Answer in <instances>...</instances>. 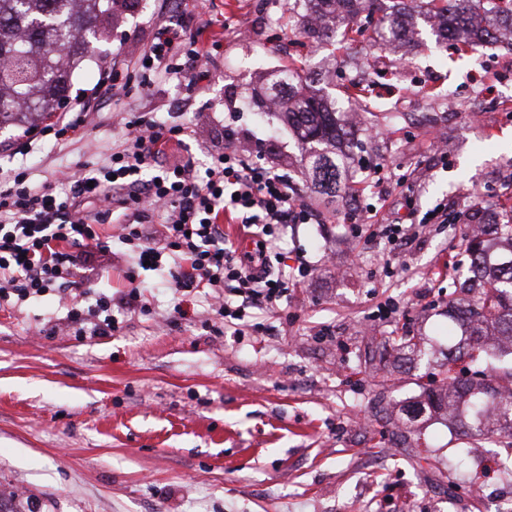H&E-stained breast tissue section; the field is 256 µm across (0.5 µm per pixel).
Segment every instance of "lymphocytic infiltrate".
<instances>
[{"label": "lymphocytic infiltrate", "mask_w": 512, "mask_h": 512, "mask_svg": "<svg viewBox=\"0 0 512 512\" xmlns=\"http://www.w3.org/2000/svg\"><path fill=\"white\" fill-rule=\"evenodd\" d=\"M197 37L176 24L160 26L135 55L141 89L156 81L210 80L199 61L208 56ZM198 128L140 116L128 121L107 163L83 167L68 176L69 191L34 184L28 170L0 168V301L25 298L50 288L79 291L84 307H71L77 335L110 336L122 328L114 309H140L137 290L119 298L87 286V251L106 249L100 225L115 221L135 265L166 272L176 290H203L219 305L225 323L244 320L247 308H269L311 274L299 262L292 276L271 275L272 250L291 224L311 223L315 210L300 200L287 177L249 160L233 144L203 162L187 158L172 164V147L200 140ZM92 200L101 208L84 211ZM256 227L255 251L242 253L224 232L225 215ZM160 225L152 234V225ZM240 305H233L232 297Z\"/></svg>", "instance_id": "1"}]
</instances>
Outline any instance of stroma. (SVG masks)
<instances>
[{"label":"stroma","instance_id":"35a3bbf8","mask_svg":"<svg viewBox=\"0 0 512 512\" xmlns=\"http://www.w3.org/2000/svg\"><path fill=\"white\" fill-rule=\"evenodd\" d=\"M113 7L99 52L120 72L152 41L161 3ZM181 14L186 33L212 45L209 84L162 80L102 97L80 138L2 131L0 164L57 188L63 173L105 163L134 113L202 127L190 147L201 161L234 130L238 150L285 174L320 214L280 242L314 272L277 307L249 310L255 329L237 336L204 294L152 271L128 281L118 228L102 225L113 241L88 259L95 291L138 288L147 309L124 314L114 335L79 336L59 291L0 305V484L45 512H477L512 497L494 466H482L477 490L449 470L477 438L441 419L399 421L420 375L436 388L446 376L448 295L461 283L450 264L469 231L461 214L491 223L512 206V54L443 49L426 31L383 49L363 15L367 38L321 45L299 33L294 0H188ZM294 60L339 88L376 86L371 109L355 108V195L335 211L312 191L280 113L255 104ZM378 167L383 182H369ZM357 200L376 207L374 225L345 222ZM378 223L403 225L406 245ZM404 334L425 338L427 358L374 359L382 339Z\"/></svg>","mask_w":512,"mask_h":512}]
</instances>
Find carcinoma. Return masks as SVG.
<instances>
[{
    "mask_svg": "<svg viewBox=\"0 0 512 512\" xmlns=\"http://www.w3.org/2000/svg\"><path fill=\"white\" fill-rule=\"evenodd\" d=\"M375 0H295L324 20L341 14L357 20L358 4ZM426 8L412 25L429 27L444 41H459L463 50L474 51L499 42V28L512 33V0H424ZM113 0H0V129L8 126L32 131L69 98L71 78L86 61L99 62L94 43L107 37ZM399 2L394 0L379 19V44L400 39ZM288 87L285 117L297 133L302 161L311 172V186L333 205L346 193L347 154L337 148H361L362 143L341 125L336 114L350 109L355 99L370 96V88L352 83L336 99L321 89L309 87L301 75L288 69L267 87L268 98ZM503 242V251L493 252L485 232L465 240L463 295L448 299V317L460 324L458 344L448 348V362L464 358L472 362L512 358V345L503 347V337L512 341V207L489 225ZM397 355L421 354V342L399 336L387 343ZM512 384V364L495 366L482 383L474 386L448 375L439 392L426 391L421 399L401 408L410 423L427 414L444 412L448 427L478 436L507 439L512 448V400L501 396L502 384ZM38 501L6 498L0 492V512H35Z\"/></svg>",
    "mask_w": 512,
    "mask_h": 512,
    "instance_id": "1",
    "label": "carcinoma"
}]
</instances>
